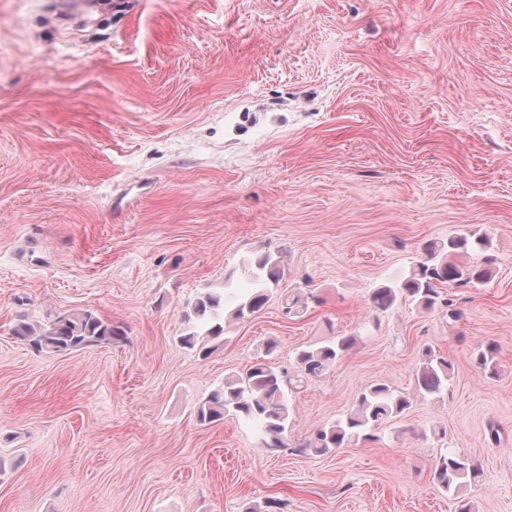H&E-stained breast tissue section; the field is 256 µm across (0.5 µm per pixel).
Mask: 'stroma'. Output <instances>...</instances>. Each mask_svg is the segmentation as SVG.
<instances>
[{"mask_svg": "<svg viewBox=\"0 0 512 512\" xmlns=\"http://www.w3.org/2000/svg\"><path fill=\"white\" fill-rule=\"evenodd\" d=\"M474 231L496 264L454 290L459 320L372 308L425 242ZM259 251L283 267L265 307L209 356L182 345L188 303L251 290ZM77 309L123 337L46 354L11 332ZM336 336L286 447L198 421L267 340L289 369ZM427 346L453 365L436 396ZM373 383L411 398L377 441L304 449ZM451 451L482 471L471 512H512V0H0V512H455ZM452 364L441 354L426 348L416 372L415 384L420 394L438 395L448 388Z\"/></svg>", "mask_w": 512, "mask_h": 512, "instance_id": "1", "label": "stroma"}]
</instances>
